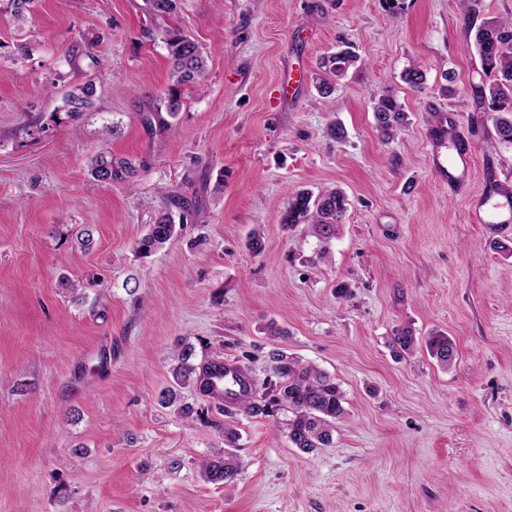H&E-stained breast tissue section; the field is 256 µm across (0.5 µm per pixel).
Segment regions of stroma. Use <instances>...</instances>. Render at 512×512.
I'll use <instances>...</instances> for the list:
<instances>
[{
  "instance_id": "1",
  "label": "stroma",
  "mask_w": 512,
  "mask_h": 512,
  "mask_svg": "<svg viewBox=\"0 0 512 512\" xmlns=\"http://www.w3.org/2000/svg\"><path fill=\"white\" fill-rule=\"evenodd\" d=\"M5 8L0 512H512V257L498 249L512 232L468 220L471 197L512 183V144L473 93L487 78L470 30L512 18V0H179L170 23L209 60L170 129L142 122L166 117L169 86L146 0H38L20 32ZM346 43L359 60L322 96L318 64ZM413 64L419 92L401 79ZM89 81L96 110L72 125L62 96ZM385 94L409 115L388 141L373 118ZM449 112L473 156L457 194L425 142ZM105 150L138 180L92 181ZM333 188L347 212L319 263L317 239L281 215L296 191ZM179 201L194 223L141 256ZM403 325L410 355L392 345ZM436 331L457 346L446 369L424 346ZM181 342L260 388L276 343L329 372L347 399L333 445L301 453L279 421L189 391L199 415L177 418L159 396ZM228 425L242 469L214 485L200 464ZM176 234V220L170 208L164 210L156 217L153 224H149L148 232L138 242L139 250L146 254L162 248Z\"/></svg>"
}]
</instances>
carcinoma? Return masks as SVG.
<instances>
[{
  "mask_svg": "<svg viewBox=\"0 0 512 512\" xmlns=\"http://www.w3.org/2000/svg\"><path fill=\"white\" fill-rule=\"evenodd\" d=\"M11 6L12 21L21 26L32 13L37 0H8ZM148 11L153 19L149 32L152 39L158 38L164 44L171 64L170 86L163 103L174 119L180 108V90L184 86L202 87L207 70V52L181 29L168 24V19L177 9L178 0H146ZM474 44L479 53L484 73L492 78L486 85L478 87L481 102L488 104L493 112L494 126L500 141L512 143V19H497L482 23L476 28ZM358 62L357 54L351 46L323 58L321 67L324 75L316 78L321 94L330 93L331 86L326 76H342ZM402 79L410 87L422 90L426 75L416 65H411L402 74ZM95 88L89 81L64 97L63 111L71 122H78L81 116L94 107ZM375 127L379 133L392 139L407 125L408 116L402 103L393 95L380 97L373 106ZM92 179L101 184L130 182L137 175L136 166L126 158H116L108 151L92 161ZM347 210V202L342 192L325 190L315 196L309 191L296 193L288 202L282 223L289 226L305 224L310 233L320 243L319 259L328 260V244L335 238L337 227ZM195 214L187 206L179 207V215H174L166 207L149 225L148 232L139 241V250L147 254L163 247L176 234V225L194 221ZM394 344L403 352L414 350L416 336L407 326L399 329L394 336ZM426 349L437 364L446 369L458 355L454 341L445 334L433 333L427 337ZM193 347L184 343L173 359L171 368L173 384L159 397L161 405L176 407L182 418H191L198 410L182 400V390H192L204 395L208 383L201 378V365L192 361ZM269 369L276 378L274 386L265 393L257 391L249 375L236 372L233 377L224 379V384H238L242 390L224 392L225 405L220 411L228 412L235 407L250 416L272 417L283 409L291 413L288 418V440L292 447L303 453H312L333 443L335 424L345 415L344 394L339 385L324 371L313 364H304L286 352L275 347L268 353ZM241 464L229 452H219L201 464L203 478L212 484L233 482L239 475Z\"/></svg>",
  "mask_w": 512,
  "mask_h": 512,
  "instance_id": "obj_1",
  "label": "carcinoma"
}]
</instances>
